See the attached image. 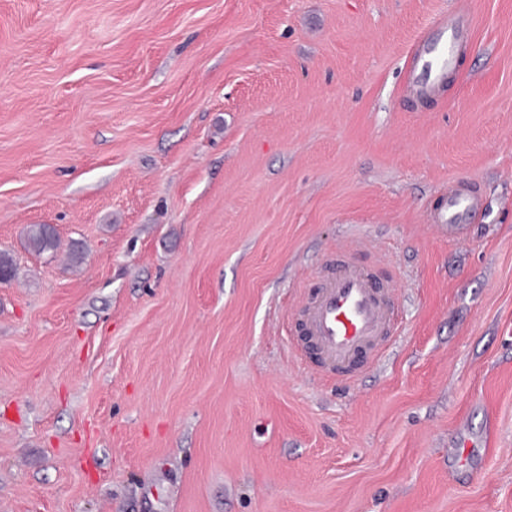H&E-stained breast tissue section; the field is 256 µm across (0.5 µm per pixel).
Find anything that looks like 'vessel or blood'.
Masks as SVG:
<instances>
[{"label":"vessel or blood","instance_id":"1","mask_svg":"<svg viewBox=\"0 0 512 512\" xmlns=\"http://www.w3.org/2000/svg\"><path fill=\"white\" fill-rule=\"evenodd\" d=\"M463 44L462 25L443 20L433 38L411 50V73L428 77L420 93H430L445 83ZM482 210L481 196L460 186L449 192L433 221L456 234ZM392 293L390 282L360 268L348 255L337 256L335 272L312 285L297 326L325 376L352 378L373 362L395 331Z\"/></svg>","mask_w":512,"mask_h":512}]
</instances>
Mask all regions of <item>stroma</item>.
<instances>
[{
    "label": "stroma",
    "instance_id": "1",
    "mask_svg": "<svg viewBox=\"0 0 512 512\" xmlns=\"http://www.w3.org/2000/svg\"><path fill=\"white\" fill-rule=\"evenodd\" d=\"M0 251V512H512V0H0ZM339 251L396 285L355 380L290 335ZM464 44V30L456 21L442 20L431 39L421 41L410 52L411 75L426 73L428 80L419 86L417 93L427 94L445 83L448 73L457 64L458 54ZM483 211L481 196L467 186L448 192L441 208L434 214L432 223L448 227V234L459 233L473 218ZM26 245L36 253L56 251L59 247L56 230L49 224H34L26 232Z\"/></svg>",
    "mask_w": 512,
    "mask_h": 512
}]
</instances>
